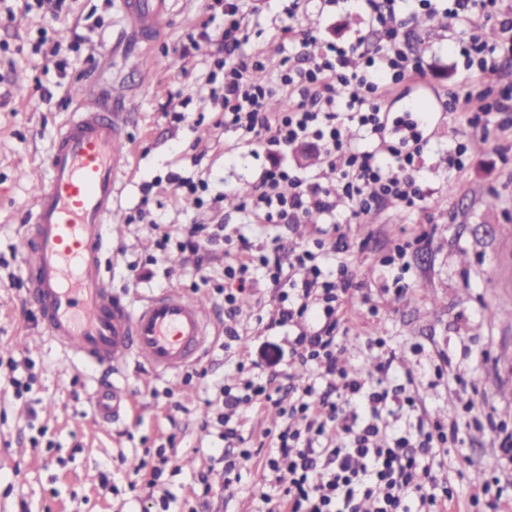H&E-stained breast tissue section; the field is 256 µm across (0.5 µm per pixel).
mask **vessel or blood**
<instances>
[{"label":"vessel or blood","instance_id":"obj_1","mask_svg":"<svg viewBox=\"0 0 512 512\" xmlns=\"http://www.w3.org/2000/svg\"><path fill=\"white\" fill-rule=\"evenodd\" d=\"M169 10V0H125L141 41L156 36ZM125 112L124 100L108 89L77 100L47 161L49 176L32 200L20 256L40 322L64 352L113 374L132 362L173 374L202 358L207 306L175 288L134 305L113 291L102 271L116 216L113 196L132 154ZM126 397L125 388L101 386L93 398L98 420H119Z\"/></svg>","mask_w":512,"mask_h":512}]
</instances>
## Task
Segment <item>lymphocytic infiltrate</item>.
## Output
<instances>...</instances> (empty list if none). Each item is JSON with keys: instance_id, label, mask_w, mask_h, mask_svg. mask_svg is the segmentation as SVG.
I'll list each match as a JSON object with an SVG mask.
<instances>
[{"instance_id": "lymphocytic-infiltrate-1", "label": "lymphocytic infiltrate", "mask_w": 512, "mask_h": 512, "mask_svg": "<svg viewBox=\"0 0 512 512\" xmlns=\"http://www.w3.org/2000/svg\"><path fill=\"white\" fill-rule=\"evenodd\" d=\"M370 26L382 36L375 49L363 40L347 45L322 41L279 71L275 84L256 83L251 73L264 69L259 57L240 48L239 9H224V57L216 66L219 88L209 89L220 100L225 127L239 131L245 145L262 151L270 162L257 181L241 195L239 209L264 224H298L311 213L329 224H347L362 214L396 201L418 206L425 194L418 181L425 141L413 119L390 118L378 102L379 77L398 86L425 77L428 66L403 48L405 20L397 14L398 0H361ZM448 13L461 28L454 38L465 70L473 82L466 96L475 109L465 124L474 134L486 133L491 117L512 124V86L499 84L498 58L512 55V9L502 0H448ZM288 91L279 112L267 109L275 87ZM314 146L324 163L336 171L328 185L302 168L282 165L280 154L295 147ZM156 246L162 253L198 254L221 246L224 251V312L234 316L239 294L262 279L276 288L280 325L312 319L291 343V355L304 371L326 380L328 389L292 381V396L282 408L283 423L271 432L272 451L265 469L268 482L290 481L279 495H264L266 512H436L448 500L439 490L431 466L420 454L435 448H458L463 440L456 420H420L412 431L380 443L388 424L385 411L410 412L415 399L405 385L388 388L392 359L372 369L349 374L339 362V331L346 296L354 285L347 259L349 246L333 235L313 245L289 249L286 262H270L254 253L245 238L226 234L224 225H157ZM336 256V268L325 271L322 253ZM242 378L236 388L218 387L208 406L210 422L220 439L236 436L224 415L242 402H274L280 388L274 380L254 378V363L239 362Z\"/></svg>"}]
</instances>
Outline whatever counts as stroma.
I'll return each instance as SVG.
<instances>
[{"instance_id":"stroma-1","label":"stroma","mask_w":512,"mask_h":512,"mask_svg":"<svg viewBox=\"0 0 512 512\" xmlns=\"http://www.w3.org/2000/svg\"><path fill=\"white\" fill-rule=\"evenodd\" d=\"M171 14L152 45L134 41L123 0H0V512H262L266 432L279 419L277 406L244 404L231 417L240 439L219 440L202 428L215 386L239 380L237 364L259 358L266 371L300 365L277 358L288 328L267 329L278 316L274 289L253 287L233 321L240 339L224 346L222 260L202 283L193 262L159 256L154 223L226 224L253 250L272 253L313 242L318 225L269 226L229 203L194 206L166 185L168 175L205 173L212 191L244 188L265 164L225 129L220 105L192 102L195 126L175 122L182 92L208 86L219 58L203 24L221 25L217 0H170ZM290 0H241L246 51L264 55L269 72L286 66L301 45L289 42ZM454 20L407 26L406 46L433 64L426 81L436 92L439 124L429 138L419 180L425 202L410 210L389 203L359 222L339 225L358 282L349 292L342 359L355 369L392 358L391 376L408 383L415 414L429 419L455 414L465 444L436 449L434 473L453 498L447 512H476L470 499L482 477H497L502 494L494 512H512V452L504 451L485 415L512 429V126L468 143L463 170L448 166V151L466 126L462 97L468 78L453 70L449 34ZM298 30L347 44L372 32L360 15L329 0H300ZM196 41L191 54L182 48ZM60 43V57L48 50ZM26 99L13 98L16 86ZM107 87L130 105L125 125L133 145L131 174L115 202L121 227L102 265L112 288L131 301L177 288L210 306L211 338L205 356L174 375H157L130 364L113 381L132 396L124 418L97 422L92 398L102 375L64 353L39 326L25 288L19 237L37 191L33 169L44 167L60 128L70 119L76 91ZM459 95L457 111L448 101ZM152 184L143 194V184ZM408 242L403 264L385 265L396 241ZM145 265L151 279L128 274L129 262ZM403 288H396L395 279ZM15 373L23 388L5 379ZM254 449L232 492L223 489L225 466L239 448ZM177 450L181 469L167 475L175 500L161 510L145 485H133L140 462L159 450ZM210 472L213 490L203 495L199 475Z\"/></svg>"}]
</instances>
